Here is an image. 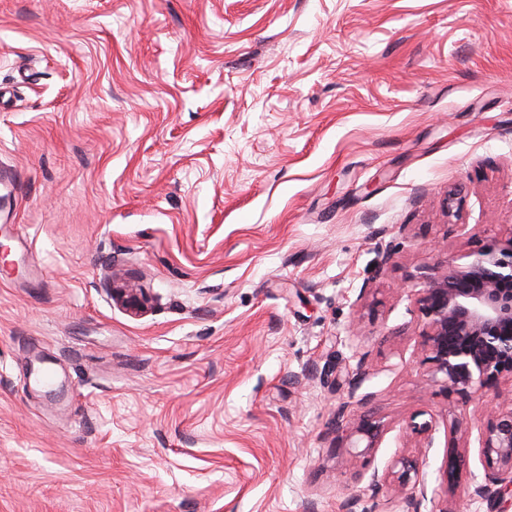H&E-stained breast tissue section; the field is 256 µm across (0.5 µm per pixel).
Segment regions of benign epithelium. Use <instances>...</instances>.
<instances>
[{
	"label": "benign epithelium",
	"mask_w": 512,
	"mask_h": 512,
	"mask_svg": "<svg viewBox=\"0 0 512 512\" xmlns=\"http://www.w3.org/2000/svg\"><path fill=\"white\" fill-rule=\"evenodd\" d=\"M112 301L132 314L145 309L146 296L133 288L112 289ZM421 314L420 343L430 367L428 381L456 394L465 404L479 391L494 384L504 372L512 374V231L477 251H461L446 261L443 269H432L422 277L414 293ZM355 361L348 379L350 397L371 374L369 352L354 345ZM372 394L357 398L365 405ZM411 434L423 448L433 444V420L411 419ZM383 425L363 418L350 429L358 454L380 447ZM481 470L473 474L466 489V504L498 500L502 489H512V399L489 407L477 438ZM466 456L452 451L442 470L445 492L456 490L457 473ZM424 460L401 455L383 470L364 472L372 504L365 512H376L381 496L389 498L395 512H429L436 489L423 472Z\"/></svg>",
	"instance_id": "obj_1"
}]
</instances>
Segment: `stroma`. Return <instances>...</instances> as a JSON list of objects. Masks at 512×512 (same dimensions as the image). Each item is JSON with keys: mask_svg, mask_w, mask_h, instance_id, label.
I'll list each match as a JSON object with an SVG mask.
<instances>
[{"mask_svg": "<svg viewBox=\"0 0 512 512\" xmlns=\"http://www.w3.org/2000/svg\"><path fill=\"white\" fill-rule=\"evenodd\" d=\"M0 89V512H342L512 398L431 386L411 301L512 230V0H0ZM112 301L132 314H138L145 309L147 298L133 288H113ZM370 354L362 348V345H354L352 359L355 361L354 368L351 372V377L348 379L350 397H355L357 390L360 388L361 383L372 374V363L369 358ZM383 425L372 418L364 417L350 429V436L356 437L355 445L350 448H361L360 455L370 454L380 448Z\"/></svg>", "mask_w": 512, "mask_h": 512, "instance_id": "stroma-1", "label": "stroma"}]
</instances>
